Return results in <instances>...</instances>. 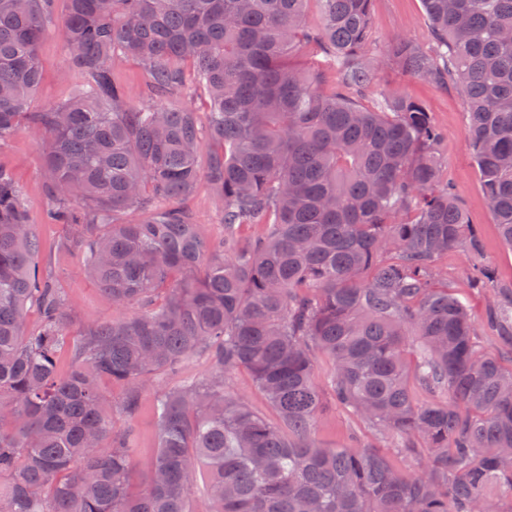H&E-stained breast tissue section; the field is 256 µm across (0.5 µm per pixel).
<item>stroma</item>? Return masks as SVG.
<instances>
[{
    "instance_id": "1",
    "label": "stroma",
    "mask_w": 512,
    "mask_h": 512,
    "mask_svg": "<svg viewBox=\"0 0 512 512\" xmlns=\"http://www.w3.org/2000/svg\"><path fill=\"white\" fill-rule=\"evenodd\" d=\"M65 6V0H55L47 21L48 31L40 45L41 82L32 97V107L36 110L69 100L84 83L79 74L67 69V51L60 33ZM371 24L373 45L364 56L368 63L384 56L394 36L402 35L422 44L428 41V22L422 0H372ZM394 93H403L428 104L434 123L443 133L442 178L464 206L483 248L477 255L448 252L438 259L437 271L449 291L470 309L481 349L489 355L500 356L505 353L507 343L486 324L489 309L495 301L494 291L473 287L469 272L473 266L487 265L493 269L496 283L512 285V250L503 244L483 198L479 171L465 137L467 106L464 96L456 87H440L409 77L388 64L374 71L371 89L362 103L369 108L377 97ZM0 164L12 171L19 184L29 222L42 242V253L38 258L40 269L65 291L68 302L66 328L70 336L79 337L89 324L125 315V308L107 301L96 283L82 273L80 249L67 245L64 226L51 219L45 161L37 137L28 128H21L11 140L0 145ZM186 206L205 238H223L222 215L207 184L198 186ZM156 389L148 387L134 419L139 438L134 469L140 476L146 474L157 449L153 412ZM315 436L321 444L333 448L357 438L362 443L381 448L403 472L412 474L419 469L418 462L400 453L395 437L378 431L341 406L333 407L319 420Z\"/></svg>"
}]
</instances>
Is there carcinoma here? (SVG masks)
<instances>
[{
    "instance_id": "1",
    "label": "carcinoma",
    "mask_w": 512,
    "mask_h": 512,
    "mask_svg": "<svg viewBox=\"0 0 512 512\" xmlns=\"http://www.w3.org/2000/svg\"><path fill=\"white\" fill-rule=\"evenodd\" d=\"M308 2L66 0L68 68L85 85L33 112L51 0H0V145L23 122L40 139L51 213L82 271L136 307L86 326L58 374L66 299L0 165V512H192L202 471L206 512H499L490 484L512 501V359L478 350L468 307L436 281L442 255L482 250L441 183L442 134L410 96L359 103L372 0H317V28ZM423 2L428 46L396 36L386 60L461 89L483 196L512 250V0ZM308 48L338 72L331 91L300 64ZM117 53L145 69L149 102L112 80ZM193 80L209 91L204 125L161 103ZM203 180L220 241L180 205ZM34 305L42 326L29 334ZM489 319L512 337V286ZM317 353L334 402L400 436L420 472L372 446L316 442ZM201 356L208 378L158 391L157 451L132 487L142 392ZM239 369L274 418L226 389ZM103 377L128 384L120 429Z\"/></svg>"
}]
</instances>
